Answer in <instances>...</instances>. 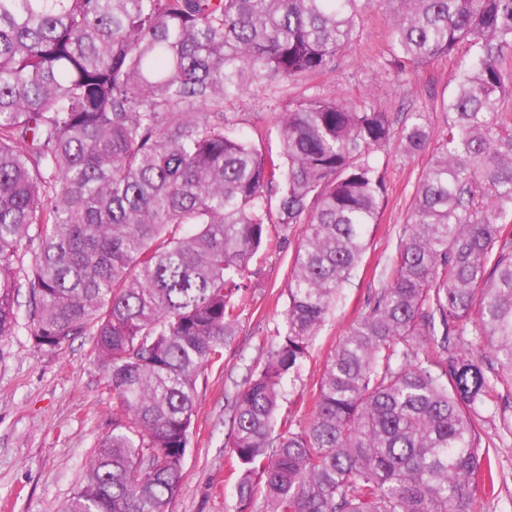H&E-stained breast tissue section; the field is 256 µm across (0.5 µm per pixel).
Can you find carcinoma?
<instances>
[{"instance_id": "1", "label": "carcinoma", "mask_w": 512, "mask_h": 512, "mask_svg": "<svg viewBox=\"0 0 512 512\" xmlns=\"http://www.w3.org/2000/svg\"><path fill=\"white\" fill-rule=\"evenodd\" d=\"M375 6L383 71L468 46L440 138L419 110L320 92L275 113V147L236 133L227 106L333 71ZM509 59L512 0H0V338L27 288L34 346L93 337L112 390V434L62 512H170L234 298L298 224L279 342L230 405L233 512H475L494 478L481 430L512 435ZM396 135L429 159L387 282L307 424H278L380 223Z\"/></svg>"}]
</instances>
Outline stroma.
Listing matches in <instances>:
<instances>
[{
  "instance_id": "stroma-1",
  "label": "stroma",
  "mask_w": 512,
  "mask_h": 512,
  "mask_svg": "<svg viewBox=\"0 0 512 512\" xmlns=\"http://www.w3.org/2000/svg\"><path fill=\"white\" fill-rule=\"evenodd\" d=\"M384 10L371 9L360 23L353 49L333 72L314 79L324 93L346 101L364 96L386 111L416 108L427 113L434 133L444 116L435 104L453 89L451 75L469 53L459 48L446 58L399 75L376 65L389 44ZM380 161L389 185L379 224L371 226L368 247L350 281L327 315L298 376L286 386L279 414L306 422L313 385L331 351L363 313L368 296L387 279L398 234L405 225L411 191L425 157L406 156L392 139ZM300 231L272 242L252 264V286L238 296L239 329L224 350V362L206 371L198 385L180 491L172 512H229L224 486L231 477L224 446V400L241 387L249 369L262 364L277 341L288 302L287 281ZM112 431V392L95 356L91 337L81 336L56 353L37 350L26 328L0 339V512H59L101 441ZM493 449L494 494L480 497L476 512H512V437L494 428L482 434Z\"/></svg>"
}]
</instances>
